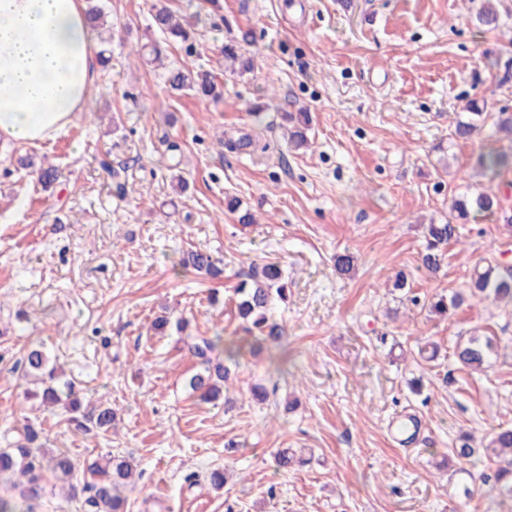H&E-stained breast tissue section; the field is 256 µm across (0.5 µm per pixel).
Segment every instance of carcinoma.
Instances as JSON below:
<instances>
[{
	"label": "carcinoma",
	"mask_w": 512,
	"mask_h": 512,
	"mask_svg": "<svg viewBox=\"0 0 512 512\" xmlns=\"http://www.w3.org/2000/svg\"><path fill=\"white\" fill-rule=\"evenodd\" d=\"M496 2L483 0L474 17L476 24L488 31L500 27L501 14ZM149 29L158 38L142 45V49L148 50L150 63L161 70L167 92L172 95L187 93L200 100H218L221 91L213 73L202 68L190 69L173 62L165 63L163 45L180 42L186 45V49H192L190 24L180 22L167 6L162 5L153 13ZM250 38V33L244 32L241 40L232 39L224 44V72L231 76H242L252 70V58L246 55L241 46ZM286 120L289 146L296 150L309 147L307 131L311 125L310 113L289 112ZM488 124L492 127L491 136L512 141V113L508 109L489 112L485 99H469L464 106V117L456 122L453 137L469 140ZM479 164L484 172L495 177L502 170L512 168V150H490L480 156ZM473 212L498 216L503 226L512 233V208L504 206L498 195L462 194L454 202L452 220L426 226V249L421 256V263L428 272L435 274L440 270L442 250L455 232L453 221H466ZM178 266L211 278H218L223 273L221 260L202 249H190L183 253ZM287 290V281L279 263H254L247 278L241 280L234 289L237 315L245 335L226 338L216 332L211 336L189 334L184 337L192 356L203 366V371L194 374L188 381L189 388L199 393L201 401L208 403L220 397L229 379V365L238 364L244 351L256 354L265 348L279 350L283 347L286 330L273 319L271 311L275 300L286 298ZM472 298L512 304V268L489 264L477 269L471 275L467 288L448 299L440 298L431 304V308L439 315L450 316ZM494 354L495 344L489 336H470L455 347L458 361L471 370L484 368ZM22 369L24 376L37 386V390L30 392V397L40 399V403L47 407L67 401L71 416L66 418V422L75 430L85 435H100L112 429V408L100 405L88 411H80L81 404L74 396V389L70 387L64 393L58 388L57 367L50 364V359L42 350H31L24 358ZM43 434L44 429L38 430L29 423L24 428V440L0 450V475L17 473L24 478V482L17 484L22 499L37 496L41 488L44 456L40 454V445L36 441ZM484 452L486 457L501 463L496 471V487L500 496L512 500V430L497 432L485 446ZM50 463L55 478L70 482L72 492L79 491L85 495V505L90 512H127V498L121 494V488L130 483L135 473V465L130 458L112 456L89 463L87 470L96 480L82 486L72 483L75 463L68 453L52 457Z\"/></svg>",
	"instance_id": "obj_1"
}]
</instances>
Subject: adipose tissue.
I'll use <instances>...</instances> for the list:
<instances>
[{"instance_id": "obj_1", "label": "adipose tissue", "mask_w": 512, "mask_h": 512, "mask_svg": "<svg viewBox=\"0 0 512 512\" xmlns=\"http://www.w3.org/2000/svg\"><path fill=\"white\" fill-rule=\"evenodd\" d=\"M96 42L84 0H0V140L34 144L72 122Z\"/></svg>"}]
</instances>
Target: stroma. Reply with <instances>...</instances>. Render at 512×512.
<instances>
[{"label":"stroma","mask_w":512,"mask_h":512,"mask_svg":"<svg viewBox=\"0 0 512 512\" xmlns=\"http://www.w3.org/2000/svg\"><path fill=\"white\" fill-rule=\"evenodd\" d=\"M155 2L100 0L112 60L86 110L54 139L0 142V448L25 424L42 426L48 451L74 457L80 483L93 459L133 458L142 476L130 512H512L492 490L497 463L456 454L463 436L479 443L512 428V308L472 300L447 319L429 311L474 268L512 266V233L472 217L437 274L420 267L424 226L447 221L453 195L474 187L512 200V169L493 178L479 165L512 144L451 138L467 99L512 108V80L494 65L512 57V0H501L494 32L474 24L473 0H165L191 17L195 40L190 55L168 46L169 60L217 76L223 96L207 104L167 95L135 53L153 37ZM245 31L254 69L226 75L224 42ZM301 106L311 147L295 151L283 115ZM243 137L266 151L218 145ZM22 155L56 167L52 188ZM104 159L124 168V194ZM232 196L255 223L226 210ZM190 247L223 258V277L180 270ZM345 251L358 262L342 275L334 257ZM255 260L288 275L273 316L290 360L278 372L266 354L245 355L227 401L201 403L187 384L198 359L175 328L157 335L151 323L164 314L195 336L241 335L233 289ZM400 271L403 290L392 286ZM472 335L499 346L481 372L453 355ZM37 346L87 401L112 406L110 433L77 434L27 397L17 363ZM407 414L418 422L411 444L390 432ZM281 448L302 464L277 469ZM215 469L229 472L219 491Z\"/></svg>","instance_id":"35a3bbf8"}]
</instances>
